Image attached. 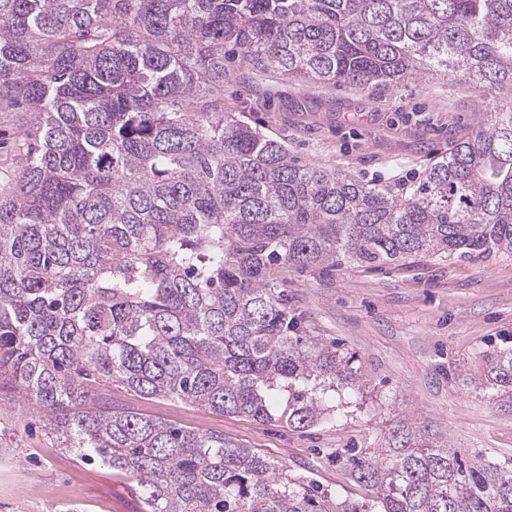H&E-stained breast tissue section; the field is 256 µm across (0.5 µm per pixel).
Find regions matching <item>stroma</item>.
I'll return each mask as SVG.
<instances>
[{
  "label": "stroma",
  "instance_id": "stroma-1",
  "mask_svg": "<svg viewBox=\"0 0 512 512\" xmlns=\"http://www.w3.org/2000/svg\"><path fill=\"white\" fill-rule=\"evenodd\" d=\"M225 111L283 138L304 163L365 182L421 180L435 155L471 131L480 113L512 107V91L473 80L416 78L373 89L330 87L229 66ZM28 117L0 110V198L27 150ZM282 287L312 335L352 355L362 378L336 424L307 430L216 414L176 399H144L119 384L95 392L142 415L225 438L277 460L289 474L341 498L371 501L329 451H376L382 431L428 421L461 457L512 459V408L485 391L488 349L512 338V255L486 260L418 257L347 265L330 273L286 269ZM46 412L26 398L0 401V512H145L136 479L55 447Z\"/></svg>",
  "mask_w": 512,
  "mask_h": 512
}]
</instances>
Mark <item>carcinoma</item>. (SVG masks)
I'll return each mask as SVG.
<instances>
[{
  "label": "carcinoma",
  "mask_w": 512,
  "mask_h": 512,
  "mask_svg": "<svg viewBox=\"0 0 512 512\" xmlns=\"http://www.w3.org/2000/svg\"><path fill=\"white\" fill-rule=\"evenodd\" d=\"M361 89L417 77L512 88V0H0V101L29 117L0 200V392L58 448L136 476L146 512H512V462L464 460L429 425L343 465L377 501L133 412L145 398L305 429L359 380L280 290L291 267L512 254V110L410 185L302 164L224 111V62ZM486 381L512 403V347Z\"/></svg>",
  "instance_id": "cac0c4a2"
}]
</instances>
